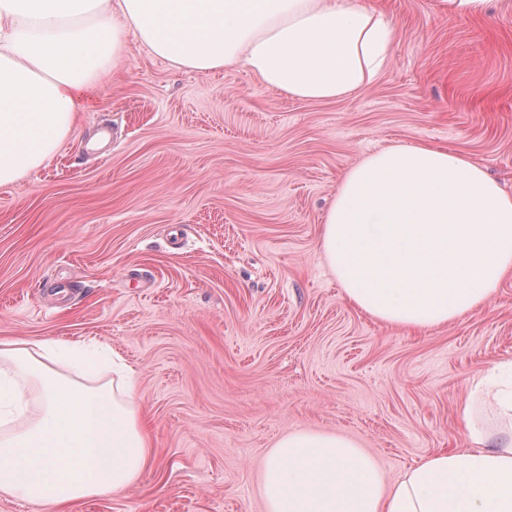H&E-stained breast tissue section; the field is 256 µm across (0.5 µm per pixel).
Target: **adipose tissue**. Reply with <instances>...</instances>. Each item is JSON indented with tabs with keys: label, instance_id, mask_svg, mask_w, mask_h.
Here are the masks:
<instances>
[{
	"label": "adipose tissue",
	"instance_id": "obj_1",
	"mask_svg": "<svg viewBox=\"0 0 512 512\" xmlns=\"http://www.w3.org/2000/svg\"><path fill=\"white\" fill-rule=\"evenodd\" d=\"M392 36L361 0H0V186L54 157L129 38L178 69L239 64L269 89L330 102L388 67ZM321 245L350 304L423 332L480 307L512 274V195L462 155L390 145L344 174ZM109 351L0 340V498L63 512L125 491L153 463L127 382L64 373ZM484 403L501 421L492 433L478 423ZM459 411L472 447L428 455L391 485L353 440L289 433L264 462L266 512H512V360L475 377Z\"/></svg>",
	"mask_w": 512,
	"mask_h": 512
}]
</instances>
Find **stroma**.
Masks as SVG:
<instances>
[{
  "mask_svg": "<svg viewBox=\"0 0 512 512\" xmlns=\"http://www.w3.org/2000/svg\"><path fill=\"white\" fill-rule=\"evenodd\" d=\"M365 2L393 27L366 88L303 102L132 39L56 155L0 186V339L109 345L153 425L157 468L67 512H264L265 458L299 430L355 440L389 483L471 447L457 405L512 360V277L415 334L347 302L320 239L346 171L393 143L512 193V0Z\"/></svg>",
  "mask_w": 512,
  "mask_h": 512,
  "instance_id": "stroma-1",
  "label": "stroma"
}]
</instances>
